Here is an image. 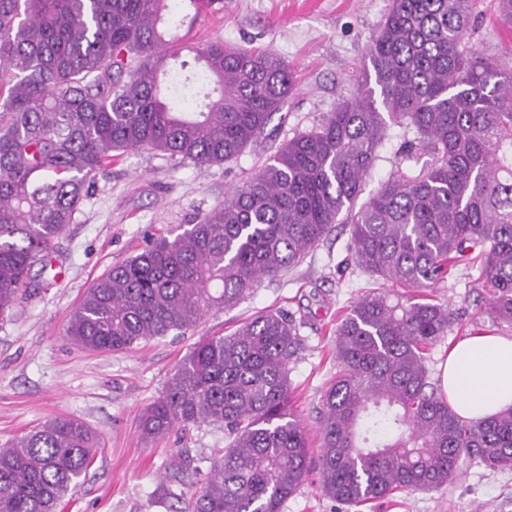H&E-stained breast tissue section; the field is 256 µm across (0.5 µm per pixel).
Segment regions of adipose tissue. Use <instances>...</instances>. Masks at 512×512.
<instances>
[{
    "instance_id": "1",
    "label": "adipose tissue",
    "mask_w": 512,
    "mask_h": 512,
    "mask_svg": "<svg viewBox=\"0 0 512 512\" xmlns=\"http://www.w3.org/2000/svg\"><path fill=\"white\" fill-rule=\"evenodd\" d=\"M439 386L463 419L480 421L512 408V336L474 335L451 348Z\"/></svg>"
}]
</instances>
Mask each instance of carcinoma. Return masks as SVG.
<instances>
[{"instance_id": "cac0c4a2", "label": "carcinoma", "mask_w": 512, "mask_h": 512, "mask_svg": "<svg viewBox=\"0 0 512 512\" xmlns=\"http://www.w3.org/2000/svg\"><path fill=\"white\" fill-rule=\"evenodd\" d=\"M201 15L224 0H182ZM474 0H392L352 96L297 131L193 224L161 235L87 289L66 336L123 352L194 329L263 280L300 263L347 224L356 269L374 289L336 327V373L321 395L318 478L360 506L436 489L462 466L512 471V409L459 417L431 381L425 351L452 312L414 295L459 263L492 288L488 313L512 325V65L468 45ZM169 0H0V318L26 298L99 171L129 150L200 171L267 138L295 89L268 47L221 40L192 48L216 96L175 112L158 75L183 37ZM392 127L414 130L398 169L358 202ZM305 340L283 311L199 340L141 414L154 439L224 425V454L196 469L192 512H281L311 473L292 409V365ZM96 436L61 417L0 446V512H57L93 464Z\"/></svg>"}]
</instances>
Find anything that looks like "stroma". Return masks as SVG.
<instances>
[{"label":"stroma","mask_w":512,"mask_h":512,"mask_svg":"<svg viewBox=\"0 0 512 512\" xmlns=\"http://www.w3.org/2000/svg\"><path fill=\"white\" fill-rule=\"evenodd\" d=\"M390 7L391 0H224L223 13L201 17L187 40L269 46L295 71L298 88L273 116L271 139L204 172L160 152H126L99 173L74 223L58 237L52 270L32 269L31 298L0 320V445L58 417H75L92 428L100 444L96 459L57 512H183L196 487V468L224 452V427L204 423L147 442L139 416L200 337L230 334L265 308L294 316L306 340L291 379L296 410L310 444H317L321 395L336 369L334 330L369 287L367 276L351 263L347 226L336 225L300 265L276 280L261 281L237 306L210 310L185 335L99 353L73 345L65 327L100 275L140 253L152 237L209 211L229 187L250 176L261 156L350 98L367 63L368 40ZM476 11L470 46L503 57L508 42L498 0H476ZM413 137L401 128L390 130L364 195L396 171L398 155ZM431 294L450 306L454 322L430 348V368L463 338L512 336V326L485 313L490 289L476 270L454 271ZM282 512H512V472L473 466L439 489L361 507L337 503L312 478Z\"/></svg>","instance_id":"stroma-1"}]
</instances>
